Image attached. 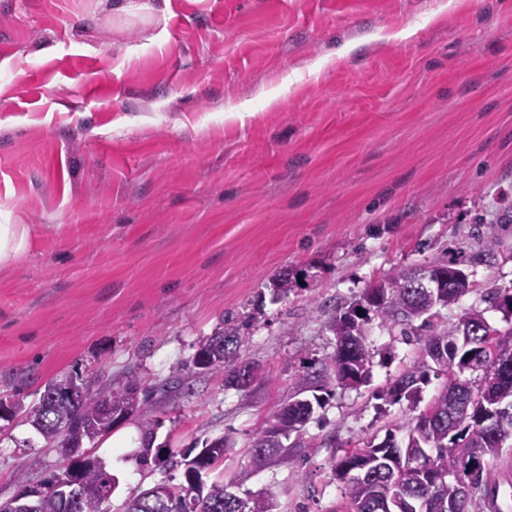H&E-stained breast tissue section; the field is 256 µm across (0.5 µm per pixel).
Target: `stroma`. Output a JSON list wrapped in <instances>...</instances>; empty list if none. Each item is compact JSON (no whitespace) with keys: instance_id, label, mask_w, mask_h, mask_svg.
<instances>
[{"instance_id":"obj_1","label":"stroma","mask_w":512,"mask_h":512,"mask_svg":"<svg viewBox=\"0 0 512 512\" xmlns=\"http://www.w3.org/2000/svg\"><path fill=\"white\" fill-rule=\"evenodd\" d=\"M0 0V224L30 246L0 271V399L38 401L78 375L146 395L128 428L152 423L182 454L231 437L209 480L278 512H347L330 461L379 443L420 402L379 399L415 349L373 328L369 383L335 390L288 458L251 465L272 422L333 352L335 309L392 269L467 261L472 291L438 320L512 289V0ZM495 240L472 263L482 237ZM288 272L287 298L270 281ZM253 320L239 353L260 375L186 373L160 391L224 318ZM118 480L138 472L94 445ZM54 468L22 418L0 419V499Z\"/></svg>"}]
</instances>
